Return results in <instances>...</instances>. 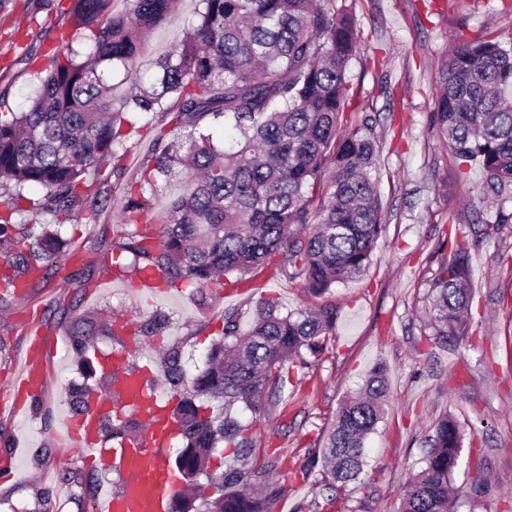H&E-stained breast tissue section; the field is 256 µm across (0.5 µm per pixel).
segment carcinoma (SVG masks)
Returning a JSON list of instances; mask_svg holds the SVG:
<instances>
[{
  "label": "carcinoma",
  "instance_id": "cac0c4a2",
  "mask_svg": "<svg viewBox=\"0 0 512 512\" xmlns=\"http://www.w3.org/2000/svg\"><path fill=\"white\" fill-rule=\"evenodd\" d=\"M111 0H72L66 11L72 32L92 34L82 56L57 48L36 95L16 112L0 101V179L14 183L15 196L40 188L61 216L56 228L32 222L0 224V259L11 273L0 285L41 278L59 260L67 240L63 223L76 213L96 219L112 200L107 159L120 167L123 127L129 114L171 115L187 134L153 139V165L140 184L124 188L123 250L141 271L158 272L167 287H221V277L263 269L275 256L280 269L305 291L322 295L366 272L385 234L377 147L369 116L341 127L354 108L349 66L359 42L349 8L336 0H199L183 39L155 62L152 90L142 88L137 60L153 28L178 0H124L123 12L105 18ZM120 68L127 89L104 78ZM431 122L461 176L481 168L493 198L512 188V38L481 34L461 38L438 66ZM220 124L235 139L217 146L207 132ZM184 174L185 191L169 200L164 222L150 223L157 177ZM99 188L82 191L88 174ZM320 183L322 199L311 207L309 186ZM448 249L432 282L437 335L466 334L472 302V247L443 241ZM336 310L319 307L281 313L261 301L247 328L224 317V338L214 342L206 367L189 377L181 353L170 347L162 373L181 395L172 417L183 441L175 465L187 484L203 475L224 487V497L202 499L204 512H272L280 495L273 480L278 461L243 463L252 451L246 428L232 415L238 402L254 413L286 400L293 367L322 349L336 327ZM96 323L85 317L70 341L81 361ZM95 388L70 390L76 415L89 412ZM388 379L383 366L365 379L362 391L342 400L308 460L326 478L348 488L359 479L365 441L384 412ZM133 423L115 410L97 421L99 435L133 441ZM462 433L451 415L440 418L429 438L424 468L406 486L401 512H457L451 477L462 451ZM242 465L221 468L219 444Z\"/></svg>",
  "mask_w": 512,
  "mask_h": 512
}]
</instances>
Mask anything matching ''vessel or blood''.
I'll return each instance as SVG.
<instances>
[{
	"label": "vessel or blood",
	"mask_w": 512,
	"mask_h": 512,
	"mask_svg": "<svg viewBox=\"0 0 512 512\" xmlns=\"http://www.w3.org/2000/svg\"><path fill=\"white\" fill-rule=\"evenodd\" d=\"M43 353L40 347L31 352L19 374V387L27 395L44 390ZM117 391L122 407L143 419L147 428L137 445L114 450L125 485L121 493L102 500L99 512H169L178 487L173 470L164 461V452L175 434L167 416L171 401L158 391L148 390L144 380L135 374L120 376ZM99 443L92 417L80 418L70 425V447L99 458L103 455Z\"/></svg>",
	"instance_id": "vessel-or-blood-1"
}]
</instances>
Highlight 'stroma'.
Returning <instances> with one entry per match:
<instances>
[{
  "mask_svg": "<svg viewBox=\"0 0 512 512\" xmlns=\"http://www.w3.org/2000/svg\"><path fill=\"white\" fill-rule=\"evenodd\" d=\"M360 50L349 68L354 108L370 116L378 138L379 190L387 224L366 273L321 295L304 292L297 280L272 265L239 286L139 288V275L112 266L124 243L122 194L96 223L78 216L63 228L69 244L58 271L37 285L0 300V385L18 375L34 336L54 340L44 356L43 425L32 399L0 412V512H96L122 477L87 452L65 445L75 420L67 405L71 383L81 381V361L69 345L75 318L140 322L153 314L168 322L154 336L117 329L95 344L110 354L127 352V364L158 369L161 349L178 346L189 374L224 330V314L238 310L250 321L265 298L281 311L327 306L336 328L322 351L290 374L288 400L254 419L243 404L234 413L248 425L249 465L279 461L282 512H398L399 495L424 466L434 422L457 420L463 447L453 484L463 495L458 512H512V224L476 223L490 204L480 173L460 179L456 163L430 124L437 65L461 38L480 33L512 37V0H348ZM71 0H41L32 9L11 0L0 12V92L22 106L37 80L16 60L19 50L47 46L67 24ZM197 0H181L149 35L138 59L145 82L155 60L184 36ZM152 129L132 128L121 161L125 179L140 178L151 156L152 132H172L168 117L154 114ZM483 235L473 258L474 301L466 336L444 343L429 324L430 281L442 259L439 238ZM387 369L389 396L382 419L365 444L357 485H328L306 457L321 444L343 397L357 392L377 364Z\"/></svg>",
  "mask_w": 512,
  "mask_h": 512,
  "instance_id": "35a3bbf8",
  "label": "stroma"
}]
</instances>
